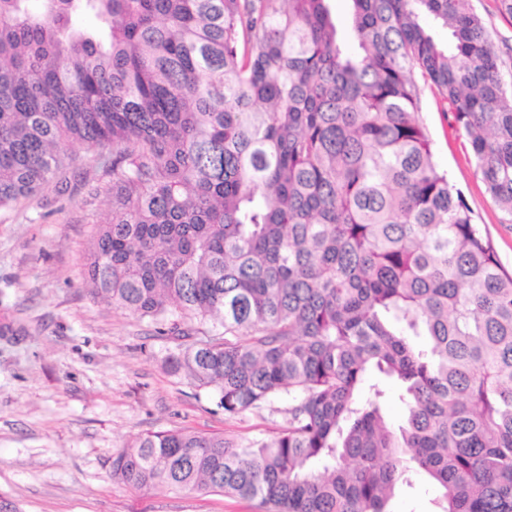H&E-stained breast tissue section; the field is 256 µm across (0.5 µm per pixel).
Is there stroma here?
I'll use <instances>...</instances> for the list:
<instances>
[{
  "label": "stroma",
  "instance_id": "35a3bbf8",
  "mask_svg": "<svg viewBox=\"0 0 512 512\" xmlns=\"http://www.w3.org/2000/svg\"><path fill=\"white\" fill-rule=\"evenodd\" d=\"M512 73V16L473 0ZM421 117L438 167L473 210L505 271L512 222L487 193L470 146L436 88L421 84ZM0 210V512H264L257 502L166 487L136 489L111 475L135 438L173 429L246 444L288 424V402L225 416L205 391L172 372L176 340L148 319L94 297L84 281L88 240L109 215L111 182L93 162ZM391 512H437L439 492L409 475Z\"/></svg>",
  "mask_w": 512,
  "mask_h": 512
}]
</instances>
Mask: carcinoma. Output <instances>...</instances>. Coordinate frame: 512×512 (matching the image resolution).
<instances>
[{"label":"carcinoma","instance_id":"cac0c4a2","mask_svg":"<svg viewBox=\"0 0 512 512\" xmlns=\"http://www.w3.org/2000/svg\"><path fill=\"white\" fill-rule=\"evenodd\" d=\"M327 2L0 0V209L63 191L83 147L112 180L92 295L158 336L210 324L166 361L224 415L288 400L270 439L158 432L112 477L390 512L417 470L440 512H512V275L434 162L415 73L511 221L512 75L471 0H350L354 52ZM379 386L385 391L383 398V412L389 423L397 427L402 424L407 416V405L402 399L403 391L399 384L389 381L374 378Z\"/></svg>","mask_w":512,"mask_h":512}]
</instances>
